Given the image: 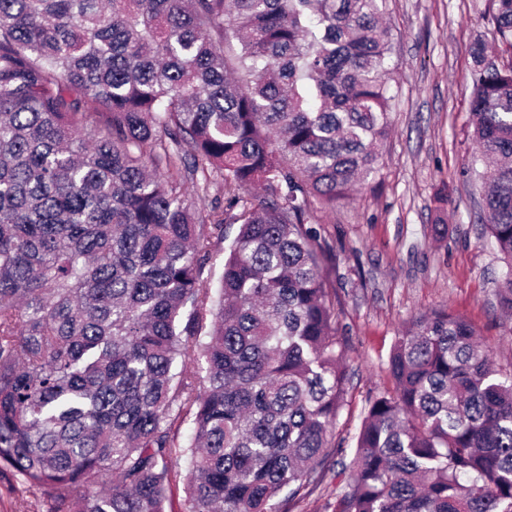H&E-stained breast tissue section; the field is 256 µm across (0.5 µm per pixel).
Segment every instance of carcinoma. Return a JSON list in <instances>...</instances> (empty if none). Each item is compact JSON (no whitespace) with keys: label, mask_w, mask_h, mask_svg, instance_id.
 Instances as JSON below:
<instances>
[{"label":"carcinoma","mask_w":512,"mask_h":512,"mask_svg":"<svg viewBox=\"0 0 512 512\" xmlns=\"http://www.w3.org/2000/svg\"><path fill=\"white\" fill-rule=\"evenodd\" d=\"M382 2L0 0V472L37 509L169 512L181 459L182 512H288L333 451L335 512H512V373L446 309L397 332L393 389L332 442L348 376L311 217L377 172ZM484 17L510 60L478 45L470 112L512 316V0Z\"/></svg>","instance_id":"1"}]
</instances>
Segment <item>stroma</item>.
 Listing matches in <instances>:
<instances>
[{
	"label": "stroma",
	"mask_w": 512,
	"mask_h": 512,
	"mask_svg": "<svg viewBox=\"0 0 512 512\" xmlns=\"http://www.w3.org/2000/svg\"><path fill=\"white\" fill-rule=\"evenodd\" d=\"M486 0H387L392 35L393 131L379 150L375 180L316 227L336 253L328 268L350 382L334 430L351 440L365 399L391 389L387 362L398 330L445 308L469 322L496 365L512 371V319L496 303L504 269L482 233L481 162L470 114L475 44L489 45ZM497 58L496 50L488 52ZM329 455L290 512H332L350 480Z\"/></svg>",
	"instance_id": "1"
}]
</instances>
